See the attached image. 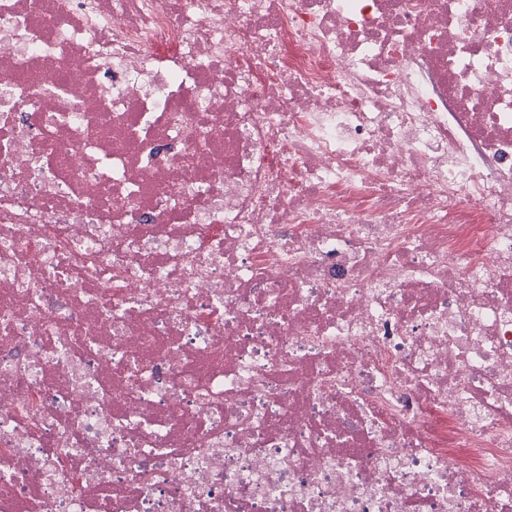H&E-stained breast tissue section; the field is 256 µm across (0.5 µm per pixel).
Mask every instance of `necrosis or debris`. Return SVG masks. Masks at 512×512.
Wrapping results in <instances>:
<instances>
[{
  "mask_svg": "<svg viewBox=\"0 0 512 512\" xmlns=\"http://www.w3.org/2000/svg\"><path fill=\"white\" fill-rule=\"evenodd\" d=\"M0 512H512V0H0Z\"/></svg>",
  "mask_w": 512,
  "mask_h": 512,
  "instance_id": "1",
  "label": "necrosis or debris"
}]
</instances>
